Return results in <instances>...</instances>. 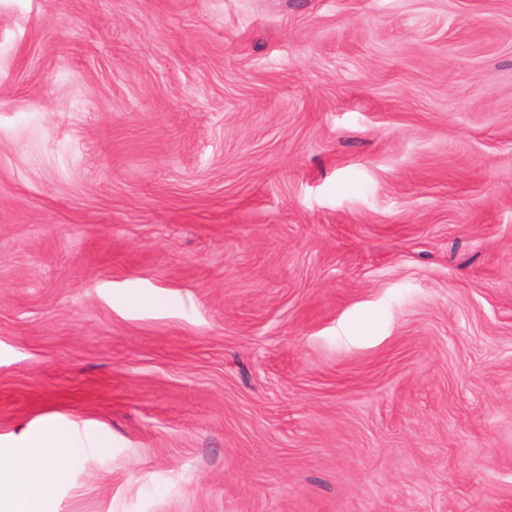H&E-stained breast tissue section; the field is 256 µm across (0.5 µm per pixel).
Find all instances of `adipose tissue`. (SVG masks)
<instances>
[{"label":"adipose tissue","instance_id":"ef3b65f1","mask_svg":"<svg viewBox=\"0 0 512 512\" xmlns=\"http://www.w3.org/2000/svg\"><path fill=\"white\" fill-rule=\"evenodd\" d=\"M112 441L94 427L52 423L0 446V512H43L47 490L67 483L89 454H107Z\"/></svg>","mask_w":512,"mask_h":512}]
</instances>
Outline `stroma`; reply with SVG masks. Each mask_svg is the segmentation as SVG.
<instances>
[{
	"label": "stroma",
	"mask_w": 512,
	"mask_h": 512,
	"mask_svg": "<svg viewBox=\"0 0 512 512\" xmlns=\"http://www.w3.org/2000/svg\"><path fill=\"white\" fill-rule=\"evenodd\" d=\"M45 512H512V0H0V436ZM2 445L0 511L44 512L46 491L67 483L87 454L109 453L112 440L92 426L52 423Z\"/></svg>",
	"instance_id": "obj_1"
}]
</instances>
